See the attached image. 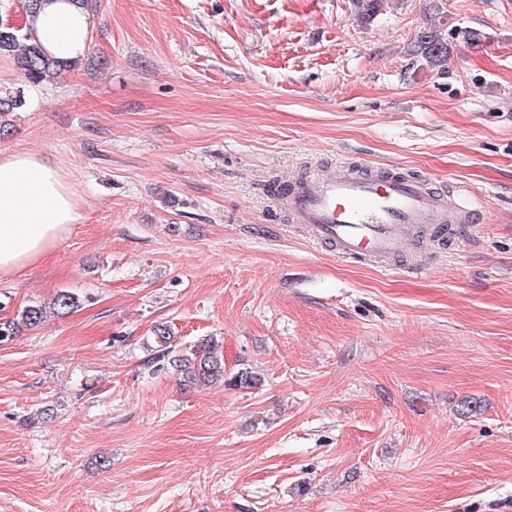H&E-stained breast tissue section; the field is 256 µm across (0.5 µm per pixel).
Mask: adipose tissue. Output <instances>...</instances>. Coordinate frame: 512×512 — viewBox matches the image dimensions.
Wrapping results in <instances>:
<instances>
[{"label": "adipose tissue", "instance_id": "1", "mask_svg": "<svg viewBox=\"0 0 512 512\" xmlns=\"http://www.w3.org/2000/svg\"><path fill=\"white\" fill-rule=\"evenodd\" d=\"M90 18L72 0H43L28 26L44 50L79 58ZM80 196L66 176L40 155L0 156V279L20 275L48 255L79 217Z\"/></svg>", "mask_w": 512, "mask_h": 512}]
</instances>
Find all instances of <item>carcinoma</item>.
Segmentation results:
<instances>
[{"mask_svg":"<svg viewBox=\"0 0 512 512\" xmlns=\"http://www.w3.org/2000/svg\"><path fill=\"white\" fill-rule=\"evenodd\" d=\"M382 7V0H355L356 15L363 23L371 21ZM13 56L17 70L29 84L37 86L57 78L71 62L49 56L36 42L28 27L13 29L0 25V54ZM411 53L430 69L444 70L448 65V37L436 25L430 24L418 31L411 43ZM26 103L22 90L0 88V131L8 117ZM79 304L74 293L61 290L52 303L57 314L67 313ZM47 318L46 306L31 302L16 312L15 317L0 321V344L14 340L25 329L39 326ZM153 341L158 347L156 359L166 362L179 376V385L191 388L201 384L224 383V356L214 339H204L182 354L172 348L173 337L167 326L153 328Z\"/></svg>","mask_w":512,"mask_h":512,"instance_id":"cac0c4a2","label":"carcinoma"}]
</instances>
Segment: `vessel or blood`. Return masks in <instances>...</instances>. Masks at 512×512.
<instances>
[{
	"label": "vessel or blood",
	"mask_w": 512,
	"mask_h": 512,
	"mask_svg": "<svg viewBox=\"0 0 512 512\" xmlns=\"http://www.w3.org/2000/svg\"><path fill=\"white\" fill-rule=\"evenodd\" d=\"M274 198L312 239L364 261L395 260L401 246L415 240L467 236L476 216L431 179L393 167L367 172L342 165L300 175L277 185Z\"/></svg>",
	"instance_id": "vessel-or-blood-1"
}]
</instances>
